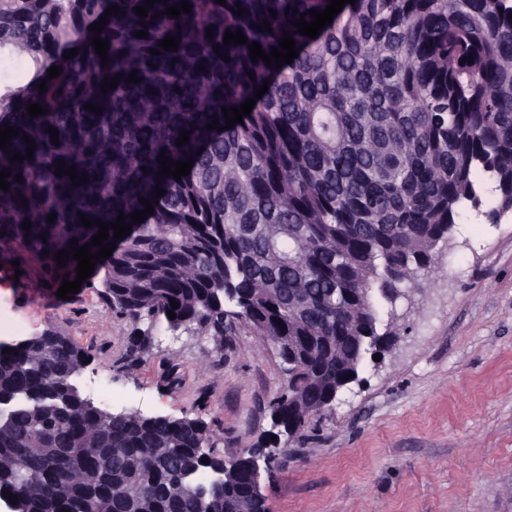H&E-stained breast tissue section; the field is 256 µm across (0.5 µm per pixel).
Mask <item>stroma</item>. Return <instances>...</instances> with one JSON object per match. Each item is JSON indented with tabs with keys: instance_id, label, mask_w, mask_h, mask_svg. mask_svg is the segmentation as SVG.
Wrapping results in <instances>:
<instances>
[{
	"instance_id": "stroma-1",
	"label": "stroma",
	"mask_w": 512,
	"mask_h": 512,
	"mask_svg": "<svg viewBox=\"0 0 512 512\" xmlns=\"http://www.w3.org/2000/svg\"><path fill=\"white\" fill-rule=\"evenodd\" d=\"M417 279L379 306L398 336L291 438L270 411L287 385L282 362L243 322L221 340L195 323L134 322L113 312L97 276L59 298L48 257L9 233L0 343L55 330L85 354L78 382L95 404L202 419L224 457L257 444L275 453L269 512H512V216L461 212ZM146 328L142 353L133 339Z\"/></svg>"
}]
</instances>
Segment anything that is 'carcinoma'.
Listing matches in <instances>:
<instances>
[{"instance_id": "cac0c4a2", "label": "carcinoma", "mask_w": 512, "mask_h": 512, "mask_svg": "<svg viewBox=\"0 0 512 512\" xmlns=\"http://www.w3.org/2000/svg\"><path fill=\"white\" fill-rule=\"evenodd\" d=\"M187 2L191 12L178 18L163 11L180 0L142 18L134 8L146 0H0V52L25 54L35 68L0 93V126L21 128L0 148V172L10 173L0 224L53 261L70 241L81 247L98 234L78 214L114 223L121 211L129 224L144 210L139 198L150 201L139 231L119 241L108 231L116 249L96 273L112 310L151 326L161 317L173 329L196 322L220 337L244 320L281 346L282 361L298 363L296 399L271 404L273 423L298 434L326 410L336 376L361 367L380 322L377 300L393 303L431 265L460 207L491 224L512 213V0H355L314 39L294 23L329 0ZM113 5L121 11L93 34ZM238 30L247 43H223ZM285 32L298 48L293 62L252 61L249 44L268 54ZM169 35L180 36L175 52L158 46ZM96 36L108 41L106 67ZM52 64L62 73L50 80ZM132 72L140 83L127 82ZM115 75V89L102 92ZM265 80L243 123L206 128L225 125L223 109ZM30 103L46 113L29 117ZM184 131L189 142L178 146ZM25 134L33 158L13 164L26 154ZM161 156L194 165L177 181L158 172ZM57 160L87 181L56 176ZM227 300L238 311H226ZM3 348L0 493L20 496L24 512H226L228 502L233 512H267L250 493L248 467L263 449L224 457L198 418L84 405L76 379L86 357L52 329ZM213 468L227 480L205 507L199 498L211 485L197 475Z\"/></svg>"}]
</instances>
